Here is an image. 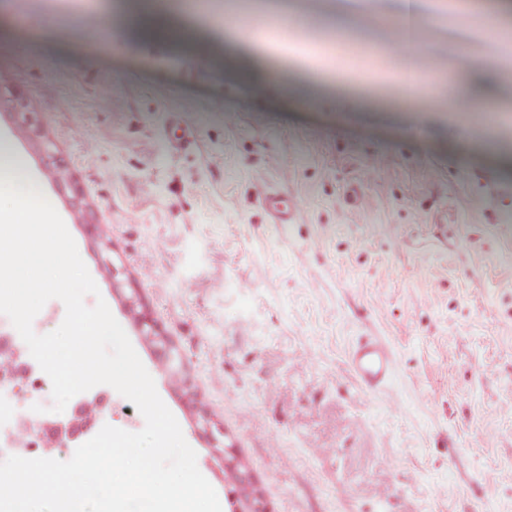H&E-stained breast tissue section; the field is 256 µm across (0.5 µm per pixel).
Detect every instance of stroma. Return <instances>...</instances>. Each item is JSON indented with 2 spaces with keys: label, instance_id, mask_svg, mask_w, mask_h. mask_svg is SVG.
Returning a JSON list of instances; mask_svg holds the SVG:
<instances>
[{
  "label": "stroma",
  "instance_id": "obj_1",
  "mask_svg": "<svg viewBox=\"0 0 512 512\" xmlns=\"http://www.w3.org/2000/svg\"><path fill=\"white\" fill-rule=\"evenodd\" d=\"M457 9L429 7L417 33L421 61L455 80L500 57L481 16L512 20V0ZM25 10L26 28L0 33V82L24 93L67 163L183 381L162 375L44 157L8 119L0 133L98 286L85 305L105 300L222 506L232 485L192 422L193 397L267 512H512V480L491 477L512 472V153L482 148L475 112L450 90L409 110L394 84L283 50L260 70L212 34L136 44L97 0ZM80 27L106 35L77 51ZM344 45L401 64L360 23ZM259 178L298 223L275 222ZM362 336L397 359L372 392L349 365Z\"/></svg>",
  "mask_w": 512,
  "mask_h": 512
}]
</instances>
